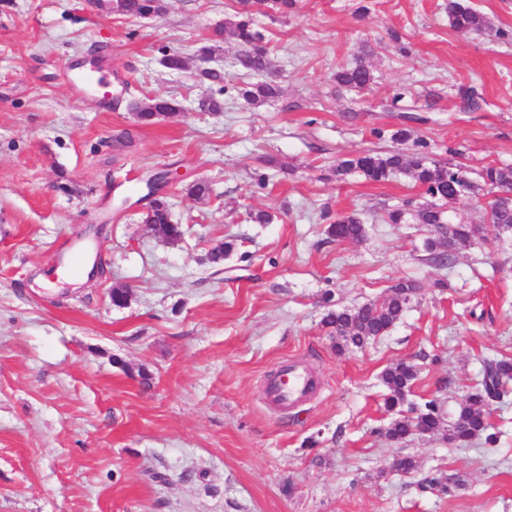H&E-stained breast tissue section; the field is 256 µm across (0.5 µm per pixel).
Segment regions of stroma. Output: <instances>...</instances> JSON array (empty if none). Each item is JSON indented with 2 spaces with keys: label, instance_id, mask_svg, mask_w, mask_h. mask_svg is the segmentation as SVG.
I'll use <instances>...</instances> for the list:
<instances>
[{
  "label": "stroma",
  "instance_id": "1",
  "mask_svg": "<svg viewBox=\"0 0 512 512\" xmlns=\"http://www.w3.org/2000/svg\"><path fill=\"white\" fill-rule=\"evenodd\" d=\"M466 2L492 32L450 27L446 0L259 7L280 93L214 111L217 85L200 72L238 83L239 47L224 39L205 63L200 49L235 0H176L149 18L0 0V512H512V393L490 407L496 443L393 442L381 382L415 363L406 407L433 400L451 418L485 356L512 358V235L486 232L452 265L429 264L425 228L382 221L420 197L410 179L335 173L347 154L410 151L389 138L407 116L432 158L469 177L512 166V0ZM171 53L184 70L163 66ZM359 57L370 90L338 87ZM98 59L125 83L106 110L74 99L68 78ZM153 97L181 109L143 125L130 105ZM265 157L285 170L261 189ZM162 169L182 178L163 191L185 230L176 243L143 221L144 180ZM198 179L202 199L185 190ZM257 210L272 223H253ZM326 211L358 212L366 237L329 240ZM83 231L104 273L78 284L61 274ZM227 237L249 258L213 266L207 252ZM402 278L423 285L402 318L337 353L328 311L383 301ZM286 360L313 368L318 388L284 411L265 387ZM404 455L419 469L396 470ZM451 475L464 486L418 487Z\"/></svg>",
  "mask_w": 512,
  "mask_h": 512
}]
</instances>
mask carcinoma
<instances>
[{"instance_id":"carcinoma-1","label":"carcinoma","mask_w":512,"mask_h":512,"mask_svg":"<svg viewBox=\"0 0 512 512\" xmlns=\"http://www.w3.org/2000/svg\"><path fill=\"white\" fill-rule=\"evenodd\" d=\"M265 5L286 13L293 9L295 0H237V9L232 19L225 23L224 32L232 37L240 47L236 63L246 74L258 77L255 82H244L230 87L224 85L218 94L237 97L249 103H259L277 94V86L258 76V73L272 66L269 50L264 44V35L255 28L254 8ZM166 9V0H123L122 14L131 17H144L160 13ZM448 21L458 31L485 33L488 21L480 12L464 3V0H448ZM374 76L371 70L360 61H355L336 72V83L344 88L357 91L371 87ZM177 102L163 98H151L134 106L141 122H156L161 112L174 113ZM336 172L340 175L359 173L373 182H382L393 176L403 175L419 187L428 201L413 206L412 201L388 209L383 220L387 224H422L427 228L437 227L432 237L425 241L426 261L445 267L455 260L458 247L476 237L481 232L475 224L454 222L445 210L448 201H463L475 193L480 186L472 182L462 164H442L434 160L427 151V143L414 141L410 152L386 151L381 153L362 152L347 155L338 160ZM480 178L489 199L486 202L488 224L497 232L512 231V167L488 165L480 173ZM171 213L163 198H154L144 223L151 225L155 236L166 241H178L182 236L181 226L170 223ZM364 220L356 213L338 214L327 225L326 234L336 242L360 241L366 236ZM239 250L233 240L219 243L207 253V261L219 265L232 253ZM421 290L415 280L401 279L391 286L387 298L380 304H368L357 310L336 309L324 318L326 327L336 336V349L362 348L371 339L385 334L398 321L408 308V304ZM418 369L412 363L401 361L386 367L381 380L386 389L384 402L387 410L397 412L395 419L385 431V437L401 442L420 431L434 434L448 427V440L467 444L478 438L488 443L496 442V436L487 432L486 407L493 401L502 399L506 392L503 384L512 379V359L493 358L484 361L483 378L479 387L470 393L465 404L460 407L455 419L445 423L439 406L434 401L425 403L424 408L409 417L402 414L401 406L406 400ZM460 485V479L444 483L435 478L424 479L419 483L423 491L437 490L449 493Z\"/></svg>"}]
</instances>
